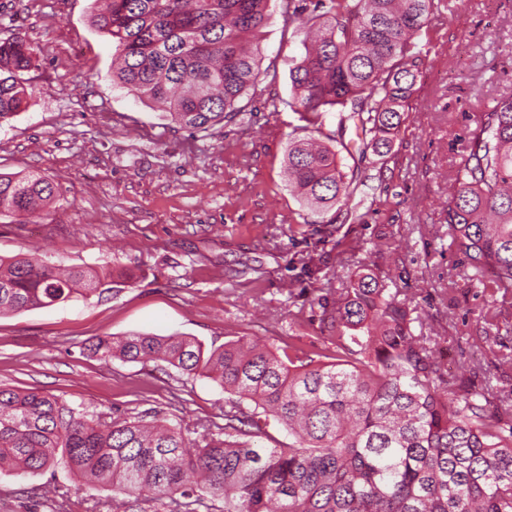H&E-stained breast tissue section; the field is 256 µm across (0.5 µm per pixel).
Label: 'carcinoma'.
<instances>
[{
	"label": "carcinoma",
	"instance_id": "1",
	"mask_svg": "<svg viewBox=\"0 0 512 512\" xmlns=\"http://www.w3.org/2000/svg\"><path fill=\"white\" fill-rule=\"evenodd\" d=\"M270 0H108L92 8L112 39V79L163 106V117L206 131L246 111L258 76V33ZM444 0H287L311 40L290 69V107L314 126L336 111L379 157L392 154L421 76L416 39ZM39 49L24 35L0 41V123L31 96L25 78ZM288 185L302 204H348L353 182L336 138L292 139ZM58 185L0 173V216L49 206ZM451 245L469 279L512 295V94L486 103L467 128L447 203ZM112 284L61 271L28 250L0 256V315L86 297ZM371 271L328 288L321 323L334 345L322 362L295 344L282 353L231 339L205 351L190 336L132 332L81 347L100 360L166 363L204 374L227 394L224 426L185 429L157 413L110 419L37 388L0 387V473H55L126 495L130 512H512V390H472L441 373L423 321ZM495 404L498 417L488 414ZM274 419L288 444H261Z\"/></svg>",
	"mask_w": 512,
	"mask_h": 512
}]
</instances>
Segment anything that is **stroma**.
<instances>
[{"instance_id": "stroma-1", "label": "stroma", "mask_w": 512, "mask_h": 512, "mask_svg": "<svg viewBox=\"0 0 512 512\" xmlns=\"http://www.w3.org/2000/svg\"><path fill=\"white\" fill-rule=\"evenodd\" d=\"M418 39L421 88L392 155L361 149L347 128L349 174H370L372 207H303L288 186L290 139L332 136L334 114L306 126L288 106L290 68L304 48L284 0L260 33V75L248 112L189 131L112 81L111 39L89 19L91 0H0V41L22 31L39 46L25 109L0 124V172L52 179L60 193L39 217L0 216V255L36 249L50 262L131 274L109 292L0 317V386L37 388L98 413L160 412L183 426L223 423V389L155 364L82 354L96 336L175 332L220 346L242 337L309 356L332 353L317 303L326 285L372 269L416 308L448 379L512 388V334L491 336L496 308L471 286L451 245L446 202L452 161L467 145L478 100L512 93V0H445ZM68 492L66 512H114L113 494L59 473L0 474V512L32 510L37 488Z\"/></svg>"}]
</instances>
